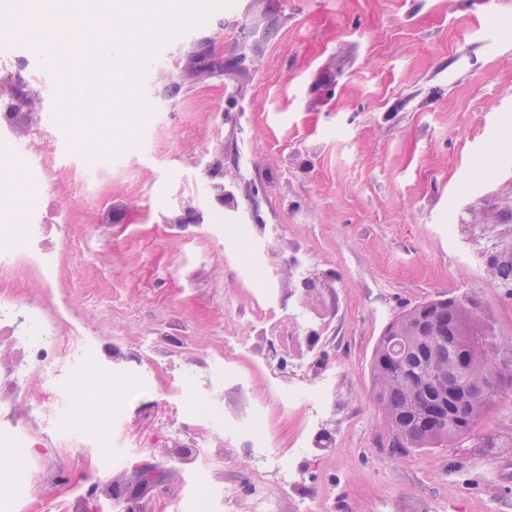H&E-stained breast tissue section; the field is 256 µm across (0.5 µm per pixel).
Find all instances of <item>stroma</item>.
<instances>
[{
  "mask_svg": "<svg viewBox=\"0 0 512 512\" xmlns=\"http://www.w3.org/2000/svg\"><path fill=\"white\" fill-rule=\"evenodd\" d=\"M40 9L0 0L15 49L66 42ZM148 68L140 147L87 160L74 120L44 181L17 175L41 142L0 151L14 172L0 240L34 242L54 270L0 265V304L41 302L63 336L46 361L73 372L36 371L21 395L0 373V412L18 419L54 390L18 481L52 477L55 501L33 493L21 512L104 498L144 460L179 494L167 452L189 436L228 451L214 488L271 512H505L512 447L478 442L512 440V388L470 438L394 455L370 361L395 315L439 295L477 299L490 342L512 353V288L486 265L512 226L483 206L512 204V0H234ZM54 93L0 71V113H46ZM90 371L126 395L80 441L56 415ZM253 413L287 482L259 477L256 449L236 441Z\"/></svg>",
  "mask_w": 512,
  "mask_h": 512,
  "instance_id": "stroma-1",
  "label": "stroma"
}]
</instances>
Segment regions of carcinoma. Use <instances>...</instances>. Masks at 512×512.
<instances>
[{"mask_svg": "<svg viewBox=\"0 0 512 512\" xmlns=\"http://www.w3.org/2000/svg\"><path fill=\"white\" fill-rule=\"evenodd\" d=\"M488 273L492 281L512 285V258L488 264ZM424 313L453 332L429 339L421 349L409 326ZM488 328L472 297L420 302L384 328L370 373L392 432V452L439 448L470 437L495 398L512 386V356L490 354Z\"/></svg>", "mask_w": 512, "mask_h": 512, "instance_id": "cac0c4a2", "label": "carcinoma"}]
</instances>
